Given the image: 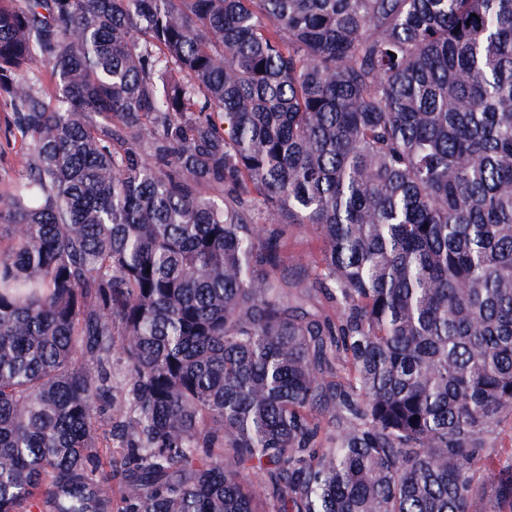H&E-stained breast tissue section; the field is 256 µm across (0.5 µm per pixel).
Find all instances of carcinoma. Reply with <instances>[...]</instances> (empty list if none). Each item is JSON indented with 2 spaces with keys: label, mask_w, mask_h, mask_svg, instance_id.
Returning <instances> with one entry per match:
<instances>
[{
  "label": "carcinoma",
  "mask_w": 512,
  "mask_h": 512,
  "mask_svg": "<svg viewBox=\"0 0 512 512\" xmlns=\"http://www.w3.org/2000/svg\"><path fill=\"white\" fill-rule=\"evenodd\" d=\"M0 100V512H512V0H0ZM0 100V190L25 174V157L19 142L5 136L10 112ZM319 241L313 233L304 228H293L284 240L283 253L288 264H300L313 273L312 261L319 253Z\"/></svg>",
  "instance_id": "obj_1"
}]
</instances>
